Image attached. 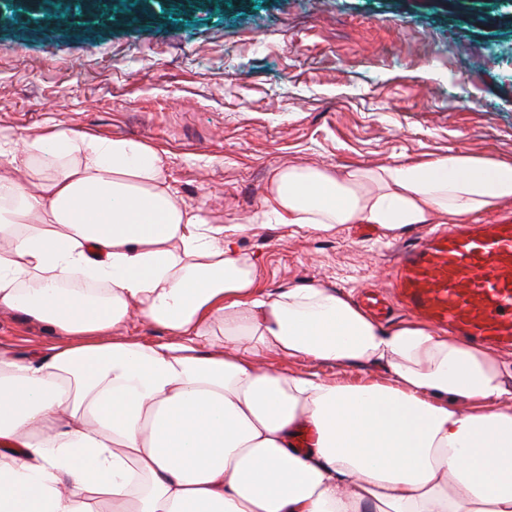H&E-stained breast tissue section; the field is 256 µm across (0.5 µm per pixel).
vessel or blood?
<instances>
[{"instance_id": "1", "label": "vessel or blood", "mask_w": 512, "mask_h": 512, "mask_svg": "<svg viewBox=\"0 0 512 512\" xmlns=\"http://www.w3.org/2000/svg\"><path fill=\"white\" fill-rule=\"evenodd\" d=\"M365 312L398 306L486 347H512V221L435 229L398 258L391 290L361 294Z\"/></svg>"}]
</instances>
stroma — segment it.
I'll return each mask as SVG.
<instances>
[{
  "label": "stroma",
  "mask_w": 512,
  "mask_h": 512,
  "mask_svg": "<svg viewBox=\"0 0 512 512\" xmlns=\"http://www.w3.org/2000/svg\"><path fill=\"white\" fill-rule=\"evenodd\" d=\"M82 0L56 14L0 0V129L59 126L160 149L177 196L215 224L258 212L279 168L377 169L455 151L512 163V0ZM427 231L269 224L241 233L264 291L388 289ZM0 311V343H59ZM293 373L379 380L377 366L279 359Z\"/></svg>",
  "instance_id": "1"
}]
</instances>
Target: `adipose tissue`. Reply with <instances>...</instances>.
<instances>
[{
    "mask_svg": "<svg viewBox=\"0 0 512 512\" xmlns=\"http://www.w3.org/2000/svg\"><path fill=\"white\" fill-rule=\"evenodd\" d=\"M505 201L512 164L452 153L275 170L259 220L396 233ZM243 230L180 201L147 142L0 130V307L64 338L0 346V512H512V364L332 288L262 294ZM135 319L169 340L116 336ZM268 361L276 367L288 370V372L305 374L309 372H318L322 375L336 378L343 382H353L362 379L381 380L384 376V370L377 366H346V365H327L322 366L305 357H296L288 359H279L275 356H269Z\"/></svg>",
    "mask_w": 512,
    "mask_h": 512,
    "instance_id": "obj_1",
    "label": "adipose tissue"
}]
</instances>
